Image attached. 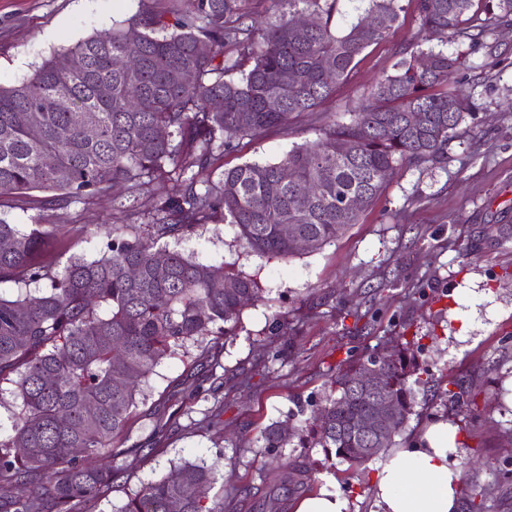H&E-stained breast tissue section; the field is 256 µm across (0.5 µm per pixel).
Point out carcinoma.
<instances>
[{
	"label": "carcinoma",
	"mask_w": 512,
	"mask_h": 512,
	"mask_svg": "<svg viewBox=\"0 0 512 512\" xmlns=\"http://www.w3.org/2000/svg\"><path fill=\"white\" fill-rule=\"evenodd\" d=\"M243 2L160 0L162 7L83 38L17 84L0 86V199L41 191L85 200L116 185L135 194L159 177L171 182L146 233L114 225L98 257L73 255L60 269L37 260L57 228L0 216V242L8 243L0 248V283L17 287L0 294V385H14L20 399L10 431L0 432V512H95L118 471L94 459L131 452L116 440L155 368L189 343L232 334L242 308L259 298L253 279L164 240L179 242L219 215L260 256H292L297 238L318 250L358 223L395 170L448 161V142L468 110L448 89L460 61L413 48L400 51L394 73L349 121L326 125L278 162L203 177L235 142L286 130L293 114L332 95L399 17L397 0H359L356 18L340 30L338 0H271L277 9L258 26ZM416 11L422 32L446 39L477 43L487 27L512 25V0H416ZM297 15L312 19L302 38ZM132 39L140 58L128 67L122 59ZM415 112L423 114L419 127L410 121ZM285 224L294 235L282 233ZM368 359L344 361L308 417L287 430L265 429V447L273 452L295 438L359 469L395 446L423 379L405 351L384 355L382 398L395 423L371 442L365 428L377 410L356 394ZM442 397L448 410L478 418L469 389L450 381ZM273 464L283 485L303 483L297 460ZM220 467L217 459L185 461L114 512H224Z\"/></svg>",
	"instance_id": "cac0c4a2"
}]
</instances>
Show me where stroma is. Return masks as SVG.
<instances>
[{
  "label": "stroma",
  "mask_w": 512,
  "mask_h": 512,
  "mask_svg": "<svg viewBox=\"0 0 512 512\" xmlns=\"http://www.w3.org/2000/svg\"><path fill=\"white\" fill-rule=\"evenodd\" d=\"M154 6V0H0V84L17 83L51 52ZM399 6L390 35L357 58L332 97L293 115L287 130L240 140L215 169L279 161L293 146L316 140L325 124L348 121L372 85L393 73L400 50L424 39L460 57L455 79L472 103V117L448 144L447 163L402 168L358 224L314 252L251 253L219 219L180 242L200 261L253 278L260 298L241 312L232 335L219 338L217 360H200L192 346L157 367L119 439L128 456L98 459L120 470L101 512L175 464L218 457L224 512H293L320 490L346 496L349 512H375V463L328 469L323 449L288 446L282 457H300L309 478L287 492L267 476L261 433L287 422L297 401L319 402L347 355L391 349L404 335L418 337L408 354L431 373L414 388L422 414L410 419L408 431L447 419L458 431L455 462L476 489L491 483L495 470L512 469V241L498 236L499 225H512V27L488 29L475 45L462 38L444 44L424 38L414 0ZM169 187L159 178L133 197L116 187L89 201L34 192L5 203L0 216L57 225L56 247L43 260L60 268L74 254L98 257L113 225L147 223L154 199ZM274 349L284 350L285 360H270ZM444 373L493 392L478 421L449 414L440 396ZM160 418L169 429L157 443ZM210 419L219 421L220 432L205 429ZM153 442L157 450L148 451Z\"/></svg>",
  "instance_id": "35a3bbf8"
}]
</instances>
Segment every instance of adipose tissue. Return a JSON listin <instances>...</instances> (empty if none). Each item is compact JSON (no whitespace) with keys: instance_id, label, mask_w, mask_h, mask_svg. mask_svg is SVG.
<instances>
[{"instance_id":"ef3b65f1","label":"adipose tissue","mask_w":512,"mask_h":512,"mask_svg":"<svg viewBox=\"0 0 512 512\" xmlns=\"http://www.w3.org/2000/svg\"><path fill=\"white\" fill-rule=\"evenodd\" d=\"M455 431L432 421L407 447L390 451L372 481L378 512H459Z\"/></svg>"}]
</instances>
